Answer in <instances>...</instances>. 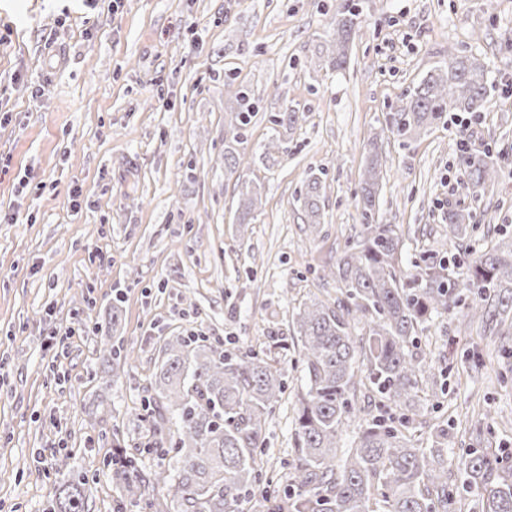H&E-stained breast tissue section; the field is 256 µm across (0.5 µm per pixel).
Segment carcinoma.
Wrapping results in <instances>:
<instances>
[{
	"label": "carcinoma",
	"mask_w": 512,
	"mask_h": 512,
	"mask_svg": "<svg viewBox=\"0 0 512 512\" xmlns=\"http://www.w3.org/2000/svg\"><path fill=\"white\" fill-rule=\"evenodd\" d=\"M328 26L323 47L336 71L348 63L359 14L348 6ZM494 91L484 64L453 53L387 113L385 127L410 137L450 112L487 111ZM227 93L233 101L231 125L239 129L249 123L254 101L241 87ZM240 143L237 133L224 140V168L241 164ZM504 161L501 156L493 162L489 150L468 146L460 151L461 181L469 188L490 185ZM382 179L372 140L360 182L362 224L333 272L340 297L330 304L311 299L293 315L307 386L298 399L290 484L272 512H461V501L448 490V425L429 426L428 448L415 447L407 435L413 409L422 401L426 357L419 353V332L459 305L464 317H477L490 330L506 325L512 313V238L473 253L472 213L460 203L450 205L449 249L406 272L397 225L375 223ZM261 188L254 180L240 185L238 223H250ZM322 189L319 177L308 178L298 198L301 223H321ZM354 320L367 324L366 338L351 336ZM359 356L368 390L383 405L376 415L352 400ZM285 393L275 358L231 354L206 340L177 336L166 344L151 395L154 430H176L177 473L160 468L145 474L134 454L123 450L113 457L109 474L126 500L144 501L166 490V512H244L260 486L266 420ZM349 416L359 418L360 433L338 466L336 448ZM459 473L457 490L471 497V509L512 512V455L500 448H469ZM86 499V483L73 480L59 492L52 512H85Z\"/></svg>",
	"instance_id": "1"
}]
</instances>
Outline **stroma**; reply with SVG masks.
Listing matches in <instances>:
<instances>
[{
    "label": "stroma",
    "instance_id": "35a3bbf8",
    "mask_svg": "<svg viewBox=\"0 0 512 512\" xmlns=\"http://www.w3.org/2000/svg\"><path fill=\"white\" fill-rule=\"evenodd\" d=\"M346 4L361 20L350 62L315 66ZM511 42L512 0H0V512H49L79 477L86 512H115L116 438L141 449L143 468H176L146 450L145 400L165 343L193 330L236 353L288 343L287 392L264 430L268 492L247 506L269 512L288 484L304 390L289 320L308 299L336 297L372 133L386 154L378 221L400 227L404 268L445 239L452 202L476 217L473 250L512 236V165L478 195L459 181L457 148L465 135L512 155V97L494 96L468 130L447 122L405 141L382 129L453 50L493 78L512 73ZM229 82L258 105L240 146L254 161L234 175ZM289 106L304 121L276 128ZM274 136L282 150L268 167ZM313 173L324 201L311 227L296 198ZM240 178L263 185L250 224L235 221ZM421 347L434 367L424 385L446 389L425 400L413 444L449 421L452 476L475 443L512 449V335H482L456 309L427 325ZM112 349L132 355L115 378Z\"/></svg>",
    "mask_w": 512,
    "mask_h": 512
}]
</instances>
